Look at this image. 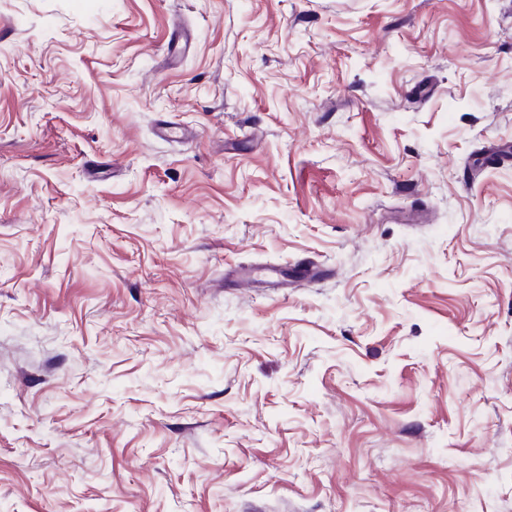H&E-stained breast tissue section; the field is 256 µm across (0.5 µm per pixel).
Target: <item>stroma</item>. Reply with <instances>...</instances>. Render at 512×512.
<instances>
[{
  "mask_svg": "<svg viewBox=\"0 0 512 512\" xmlns=\"http://www.w3.org/2000/svg\"><path fill=\"white\" fill-rule=\"evenodd\" d=\"M509 146L512 0H0V512H512Z\"/></svg>",
  "mask_w": 512,
  "mask_h": 512,
  "instance_id": "1",
  "label": "stroma"
}]
</instances>
